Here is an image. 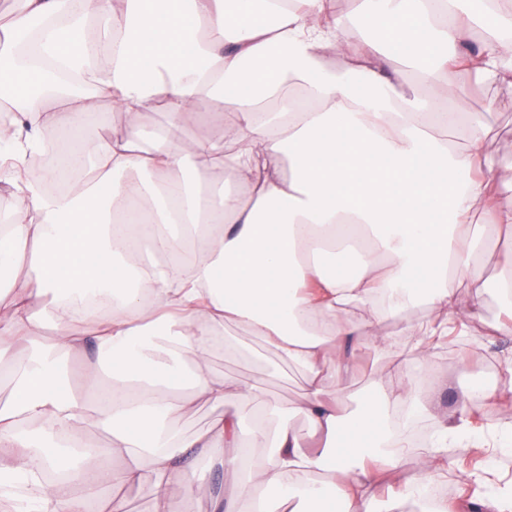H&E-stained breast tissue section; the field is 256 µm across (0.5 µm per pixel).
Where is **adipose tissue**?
Segmentation results:
<instances>
[{
    "mask_svg": "<svg viewBox=\"0 0 512 512\" xmlns=\"http://www.w3.org/2000/svg\"><path fill=\"white\" fill-rule=\"evenodd\" d=\"M11 23L45 21L43 51L56 72L23 56L0 58V100L15 117L0 127V264L17 276L0 292V367L13 370L0 403V501L11 512H122L113 484H151L152 512H177L174 478L210 495L211 512H371L388 466L391 396L372 386L358 410L321 375L347 367L356 348L383 347L385 296L444 311L437 330L409 328L425 364L435 336L450 335L458 300L448 281L485 285L472 268L482 218L512 232V165L486 148L487 128L448 108L459 83L512 91V0H363L376 34L351 36L327 20L330 0H23ZM67 14L59 29L52 18ZM416 67L427 96L402 89ZM231 112L221 137L173 140L202 104ZM125 124L84 143L92 172L51 195L25 175L29 150L51 129L81 140L101 105ZM164 109L170 134L147 138L143 113ZM463 128L456 149L438 128ZM134 179H127V172ZM222 182L208 180L209 172ZM367 240L353 277H326L319 258L344 229ZM116 295L105 312H76L77 298ZM242 327L234 347L262 340L309 377L300 432L281 423L267 464L246 462L237 411L249 389L205 366L225 323ZM92 351L105 377L89 399L68 387L66 363ZM192 356L186 369L183 356ZM222 414L185 436L168 425L169 392ZM488 392L468 393L446 416L406 497L446 481L447 449L512 452V429L488 443L471 422ZM99 426L107 448L91 446ZM46 435L68 448V475L46 485L53 460L34 453ZM197 451L231 473L229 495L210 494L185 456ZM126 455L121 471L109 456Z\"/></svg>",
    "mask_w": 512,
    "mask_h": 512,
    "instance_id": "ef3b65f1",
    "label": "adipose tissue"
}]
</instances>
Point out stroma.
I'll return each instance as SVG.
<instances>
[{"instance_id": "stroma-1", "label": "stroma", "mask_w": 512, "mask_h": 512, "mask_svg": "<svg viewBox=\"0 0 512 512\" xmlns=\"http://www.w3.org/2000/svg\"><path fill=\"white\" fill-rule=\"evenodd\" d=\"M456 111L480 115L483 123L492 130L486 141L489 152L503 160H512V95L491 92L473 86L460 87L452 101ZM474 230L482 237V246L475 256L474 272L486 284L481 299H474L468 280L453 279V288L463 315L457 324L460 332L452 352L434 350L427 365L410 367L412 377L421 379V388L434 393L439 414L451 413L460 406L462 394L468 391L473 380H480L491 391L486 408L494 419L486 424V431L502 429L505 420L512 419V383L505 379L508 359L512 358V339L494 336L491 327L503 315V303L498 292V279L505 257L512 253V237L478 224ZM438 310L424 304L405 305L385 321L383 328L390 338L386 349L365 347L356 350L349 372H333L338 387L350 393L343 400L344 408L353 410L359 405L355 393L369 383L387 384L394 392L402 387L394 373L400 355L410 354L414 339L407 336L408 327L425 325L439 318ZM216 376L227 378L242 387H255L273 402L290 408L288 421L300 431L308 425L296 408L305 394L304 367L285 360L278 352L252 343L244 351L213 353L207 366ZM485 466L482 453L455 448L448 452V477L452 491L449 501L468 497L470 486L467 477Z\"/></svg>"}]
</instances>
